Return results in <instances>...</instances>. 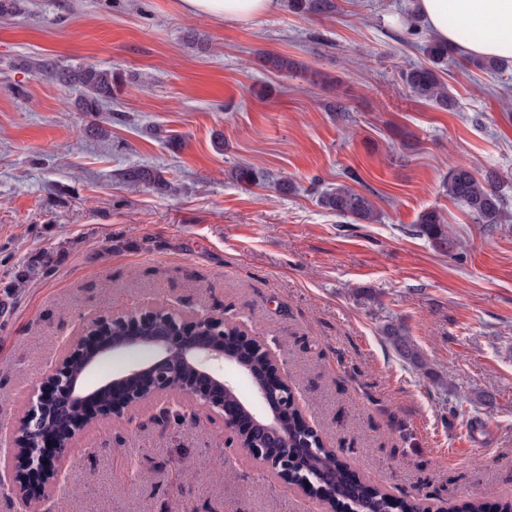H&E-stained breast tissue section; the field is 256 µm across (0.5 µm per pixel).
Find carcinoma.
Masks as SVG:
<instances>
[{
  "label": "carcinoma",
  "instance_id": "cac0c4a2",
  "mask_svg": "<svg viewBox=\"0 0 512 512\" xmlns=\"http://www.w3.org/2000/svg\"><path fill=\"white\" fill-rule=\"evenodd\" d=\"M294 7L314 14H327L335 11L334 0H295ZM424 52L429 64L416 65L403 72L400 78L409 93L417 99L424 100L446 111L454 108L455 102L442 83L437 66L448 61L451 47L434 37L425 41ZM265 62L273 69L288 73L298 69V63L282 55H266ZM34 68L48 76H59L65 81L75 83L83 89L78 107L84 112H99L104 104L112 99V89L123 82L122 75L112 70H103L87 65L72 75L63 73L56 62L50 58L33 62ZM122 177L135 182H143L161 193L172 191V183L160 172L136 168L122 173ZM448 198L461 205L471 221L488 230L501 229L512 224V212L508 202L500 191V180L492 170H480L471 163H459L451 167L443 180ZM319 203L325 209L336 213L341 218H351L360 223H373L377 220V211L370 197L357 191L352 186L342 183L325 190L319 195ZM414 235L427 237L431 244L441 251H453L460 242L450 233L448 225L442 223L439 214L426 211L417 223L408 227ZM383 332L394 352L404 361L415 366L425 365L418 349L406 332L402 323L389 321L384 324ZM224 340H236L246 353L244 360L252 366L255 382H261L266 375V367L261 357L254 352V347L242 342L238 329L228 326L224 329ZM283 427L288 434L301 432L306 424L303 421L297 402L290 400L288 415L283 418ZM342 465L336 453L322 445L306 456L305 465L297 467L303 480L310 485L313 494L322 493L319 477L325 472L340 474ZM336 505L343 507V512H417L419 506L411 501L396 498L378 488L369 489L362 484L348 485L336 478Z\"/></svg>",
  "mask_w": 512,
  "mask_h": 512
}]
</instances>
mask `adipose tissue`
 Here are the masks:
<instances>
[{
	"label": "adipose tissue",
	"mask_w": 512,
	"mask_h": 512,
	"mask_svg": "<svg viewBox=\"0 0 512 512\" xmlns=\"http://www.w3.org/2000/svg\"><path fill=\"white\" fill-rule=\"evenodd\" d=\"M189 13L247 23L277 9V0H181ZM431 35L466 55L512 61V0H416Z\"/></svg>",
	"instance_id": "1"
}]
</instances>
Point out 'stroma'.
Returning <instances> with one entry per match:
<instances>
[{"instance_id":"1","label":"stroma","mask_w":512,"mask_h":512,"mask_svg":"<svg viewBox=\"0 0 512 512\" xmlns=\"http://www.w3.org/2000/svg\"><path fill=\"white\" fill-rule=\"evenodd\" d=\"M292 0L247 24L180 0H24L0 16V431L20 425L66 339L103 315L176 306L262 340L306 423L366 485L430 506L512 496V228L472 223L448 170H496L512 204V64L487 74L453 53L445 112L409 95L426 63L408 0ZM298 63L284 75L259 53ZM123 72L110 117L78 85L40 74ZM246 165L256 182L232 175ZM161 171L162 195L122 171ZM355 172L379 219L318 202ZM295 182L292 193L277 182ZM436 210L452 257L406 233ZM32 281L11 288L23 264ZM402 322L426 365L401 360ZM167 401L97 418L73 441L45 512H323L233 442L223 420Z\"/></svg>"}]
</instances>
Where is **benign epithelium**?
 Segmentation results:
<instances>
[{
  "instance_id": "benign-epithelium-1",
  "label": "benign epithelium",
  "mask_w": 512,
  "mask_h": 512,
  "mask_svg": "<svg viewBox=\"0 0 512 512\" xmlns=\"http://www.w3.org/2000/svg\"><path fill=\"white\" fill-rule=\"evenodd\" d=\"M139 323L153 325L150 336H126L115 333V329L125 330L132 322L129 315L103 316L96 320L83 334L72 336L63 345V352L48 379L52 386L65 387L71 398L83 399L88 394L83 391L80 382L65 377L74 361H79L80 370H85L103 356L123 348L147 346L155 350V357L148 363L129 368L121 377L109 381L100 387L108 393L107 404L101 408V415L120 419L142 402L170 394L169 384L175 371V364L188 366L193 371V379L179 392V400L206 408L224 417V427L230 430L241 447L251 457L268 467L283 482L294 486L302 494H307L303 481L292 478L289 473L295 468L299 449L308 452L314 444L320 442L317 431L307 427L303 434L288 435L283 430L279 414L275 412L272 391L289 388L288 381L282 377L272 382L264 380L256 386L255 395L266 405V414L251 415L252 426L248 430L239 428L237 420L224 405L225 393L234 392L233 384L224 375L214 371V363L229 362L245 376L253 374L252 368L241 360L227 354L224 349V326L222 319L197 316L186 321L184 316L165 307H156L141 311ZM193 330L194 339L187 344L179 340L176 330ZM60 415H69L68 405L56 400V395L37 396L36 402L27 410L21 425L4 435L9 451L0 462V468L13 478L16 494L24 503L27 512H40L37 502L26 496V481L30 474H40L44 488L54 489L61 481L64 468V453L73 440L79 437L94 421L82 419L75 427L53 433L58 451L52 457L38 456L30 460L31 443L43 439L47 427ZM276 437L284 448V453L276 462L267 459L265 442Z\"/></svg>"
}]
</instances>
